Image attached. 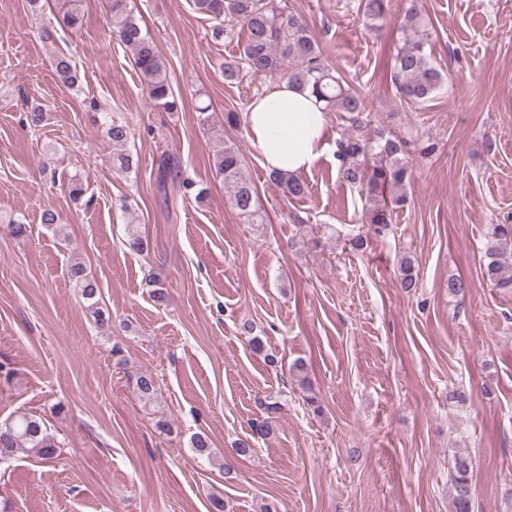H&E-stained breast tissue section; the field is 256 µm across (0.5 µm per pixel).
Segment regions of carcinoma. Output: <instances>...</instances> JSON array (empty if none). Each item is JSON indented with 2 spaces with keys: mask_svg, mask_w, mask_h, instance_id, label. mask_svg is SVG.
Segmentation results:
<instances>
[{
  "mask_svg": "<svg viewBox=\"0 0 512 512\" xmlns=\"http://www.w3.org/2000/svg\"><path fill=\"white\" fill-rule=\"evenodd\" d=\"M62 13V23L70 29L81 27L83 16L74 0ZM112 11L113 34L130 50L136 69L143 79L149 101L165 112H176L182 101L172 89L166 66L154 40L144 32L139 19L130 7V0H109ZM195 7L215 21L213 35L231 39L235 29L246 33L239 57L224 62V80L241 81L247 76H279L311 89L326 110L345 112L350 123L337 143L336 158L339 177L360 189L364 198L366 223L382 236L392 221V212L407 202L406 185L413 155L425 157L435 146L430 142L415 143L392 131L377 129L365 134L371 123V113L365 99L350 84L336 75L323 47L314 39L305 21L281 5V0H195ZM364 16L371 21L384 19L386 0H360ZM402 43L392 57L393 81L399 97L407 102H427L443 84L441 72L431 63L427 52L430 33L419 0H406L400 24ZM56 74L67 84L76 79V65L61 54L54 59ZM105 133L114 145H123L131 135L126 122L105 117ZM243 159L235 145L224 142L215 154L216 175L230 190L232 202L239 214L250 224L265 222V214L257 201L253 186L243 177ZM270 178L287 198H302L307 194L306 182L296 174L272 173ZM400 286L410 292L420 287L418 275L410 259L401 266ZM70 283L89 301L93 314L99 288L86 273L83 265L70 266ZM483 276L494 286L512 285V224L493 226L483 263ZM140 396L152 398L157 380L148 373L136 378ZM251 434L239 439L235 452L246 456L253 452L254 442L270 435L268 418L255 419ZM31 448L42 460L56 458L59 446L48 432L45 422L32 415H19L0 424V463L12 459L20 450ZM472 457L461 451L454 456L448 470V483L453 490L454 512H473L471 490Z\"/></svg>",
  "mask_w": 512,
  "mask_h": 512,
  "instance_id": "carcinoma-1",
  "label": "carcinoma"
}]
</instances>
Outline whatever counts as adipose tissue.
Returning a JSON list of instances; mask_svg holds the SVG:
<instances>
[{"mask_svg": "<svg viewBox=\"0 0 512 512\" xmlns=\"http://www.w3.org/2000/svg\"><path fill=\"white\" fill-rule=\"evenodd\" d=\"M248 136L268 171L299 174L325 145L327 114L309 88L281 81L256 95L247 107Z\"/></svg>", "mask_w": 512, "mask_h": 512, "instance_id": "1", "label": "adipose tissue"}]
</instances>
